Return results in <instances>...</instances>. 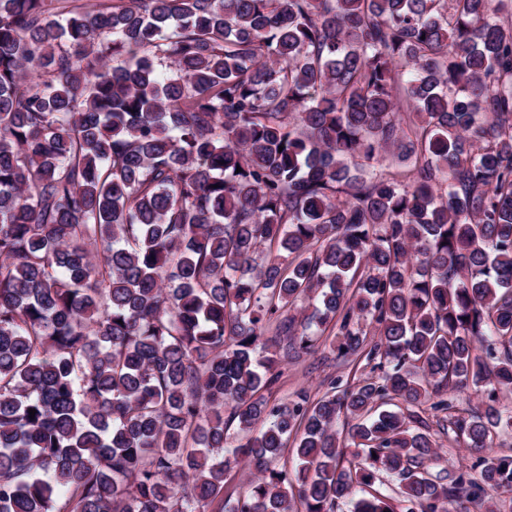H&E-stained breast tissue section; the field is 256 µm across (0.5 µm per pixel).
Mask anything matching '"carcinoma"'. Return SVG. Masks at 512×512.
<instances>
[{
  "label": "carcinoma",
  "mask_w": 512,
  "mask_h": 512,
  "mask_svg": "<svg viewBox=\"0 0 512 512\" xmlns=\"http://www.w3.org/2000/svg\"><path fill=\"white\" fill-rule=\"evenodd\" d=\"M509 16L0 0V512H205L242 463L225 512L512 494ZM329 327L373 376L270 402ZM428 408L471 467L431 472Z\"/></svg>",
  "instance_id": "obj_1"
}]
</instances>
